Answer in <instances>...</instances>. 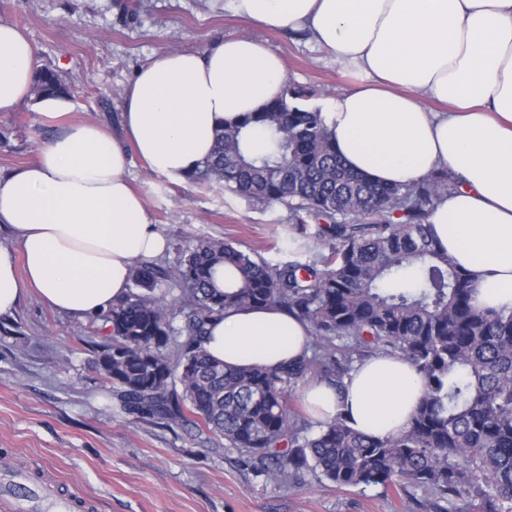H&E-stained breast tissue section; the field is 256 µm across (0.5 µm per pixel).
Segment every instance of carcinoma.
<instances>
[{"label":"carcinoma","instance_id":"carcinoma-1","mask_svg":"<svg viewBox=\"0 0 512 512\" xmlns=\"http://www.w3.org/2000/svg\"><path fill=\"white\" fill-rule=\"evenodd\" d=\"M31 94L64 97L69 87L44 67ZM308 98L289 84L261 111L224 124L189 179L284 205L294 224L314 220L325 252L273 265L229 242L200 240L173 277L180 306L158 291V268L135 267L133 289L101 315L110 341L100 370L122 410L173 423L192 415L270 479L311 473L338 487L420 489L434 512H512V311L473 306L470 275L436 247L427 224L458 181L446 169L412 185L368 180L336 155ZM256 129L265 133L258 148ZM219 264L236 271L234 290L214 287ZM410 268L415 286L405 282ZM268 305L309 323L312 355L267 369L231 368L207 354L212 318ZM369 352L397 355L424 377L405 429L360 433L342 405L326 422L301 420L291 390L316 379L340 394Z\"/></svg>","mask_w":512,"mask_h":512}]
</instances>
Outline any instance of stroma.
Returning a JSON list of instances; mask_svg holds the SVG:
<instances>
[{
  "label": "stroma",
  "mask_w": 512,
  "mask_h": 512,
  "mask_svg": "<svg viewBox=\"0 0 512 512\" xmlns=\"http://www.w3.org/2000/svg\"><path fill=\"white\" fill-rule=\"evenodd\" d=\"M0 0V21L21 27L41 66L73 90L67 115L28 103L0 112V175L30 161L38 145L68 123L118 130L121 93L137 69L172 50L200 51L215 38L249 35L279 54L289 83L312 104L358 84L362 76L320 51L304 30H264L230 11L228 0ZM153 224L169 240L156 265L177 270L193 242L221 239L278 264L308 262L320 252L316 224L297 252L286 233L288 210L214 186L175 183L131 168ZM108 340L90 321L58 312L37 294L0 315V463L40 466L84 512H429L410 497L379 487L340 488L305 474L302 482L257 475L223 440L201 443L194 424L167 425L123 412L97 365Z\"/></svg>",
  "instance_id": "obj_1"
}]
</instances>
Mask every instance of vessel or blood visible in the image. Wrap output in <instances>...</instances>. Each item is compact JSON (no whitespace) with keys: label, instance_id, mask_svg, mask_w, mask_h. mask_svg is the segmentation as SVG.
Masks as SVG:
<instances>
[{"label":"vessel or blood","instance_id":"obj_1","mask_svg":"<svg viewBox=\"0 0 512 512\" xmlns=\"http://www.w3.org/2000/svg\"><path fill=\"white\" fill-rule=\"evenodd\" d=\"M0 512H68L55 482L34 472L0 474Z\"/></svg>","mask_w":512,"mask_h":512}]
</instances>
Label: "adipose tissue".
<instances>
[{"mask_svg": "<svg viewBox=\"0 0 512 512\" xmlns=\"http://www.w3.org/2000/svg\"><path fill=\"white\" fill-rule=\"evenodd\" d=\"M265 29H305L363 79L325 107L337 155L388 185L446 168L459 186L428 218L440 250L467 271L475 308L512 310V0H230ZM38 65L18 26L0 22V112L29 98ZM286 70L263 41L222 37L204 50L171 51L138 68L122 93V138L73 123L33 160L0 176V224L18 249L0 248V315L29 292L80 318L129 291L138 264L162 255L165 236L130 183L132 156L180 182L209 157L225 121L282 96ZM444 104L425 110L420 100ZM310 327L274 306L211 321L208 354L229 367L273 369L308 352ZM424 390L393 356L359 364L343 392L312 381L301 397L315 420L345 405L351 426L400 433Z\"/></svg>", "mask_w": 512, "mask_h": 512, "instance_id": "ef3b65f1", "label": "adipose tissue"}]
</instances>
